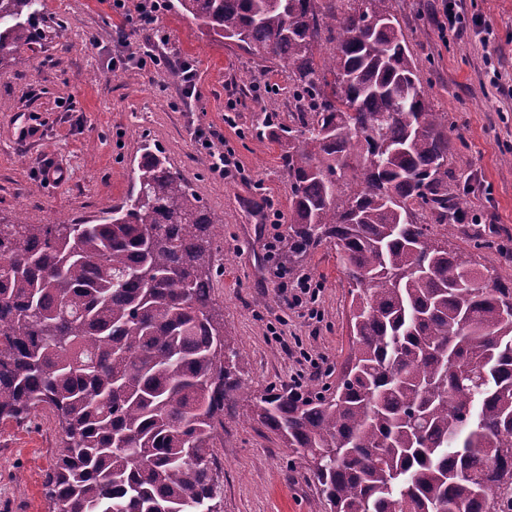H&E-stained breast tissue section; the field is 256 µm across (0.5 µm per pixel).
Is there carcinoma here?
<instances>
[{"mask_svg": "<svg viewBox=\"0 0 512 512\" xmlns=\"http://www.w3.org/2000/svg\"><path fill=\"white\" fill-rule=\"evenodd\" d=\"M40 0H0V65L46 40ZM176 0L285 68L299 139L293 272L323 243L349 280L352 347L334 387L267 392L254 419L330 512H512V288L448 247L453 128L389 0ZM334 43L316 56L321 31ZM121 205L82 224H0V420L61 430L51 512H220L214 448L242 353L212 296L222 222L159 150ZM431 211L437 229L418 221Z\"/></svg>", "mask_w": 512, "mask_h": 512, "instance_id": "carcinoma-1", "label": "carcinoma"}]
</instances>
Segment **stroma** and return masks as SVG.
<instances>
[{
  "label": "stroma",
  "instance_id": "obj_1",
  "mask_svg": "<svg viewBox=\"0 0 512 512\" xmlns=\"http://www.w3.org/2000/svg\"><path fill=\"white\" fill-rule=\"evenodd\" d=\"M41 2L46 21L63 27L0 66V224L103 216L130 192L143 145L162 150L224 222L213 296L250 387L225 406L215 450L224 512H327L315 484L289 467L291 450L250 413L253 396L291 389L303 354L326 356L338 373L350 350L349 285L333 245L317 247L288 276L292 286L302 275L320 284L319 319L288 307L269 278L286 245L290 185L281 163L288 139L274 137L263 119L292 111L287 73L263 71L250 55L165 11L159 25L169 51L197 70L198 99L188 107L170 70L144 71L131 60L151 36L133 34L129 46L119 45L124 19L112 0ZM445 2L389 0V7L435 110L455 124L448 185L466 190L469 214L481 218L461 224L452 244L478 252L491 276L512 283V0H455L465 18L455 31L441 26ZM230 106L232 126L224 121ZM23 127L30 134L22 140ZM198 127L223 133L249 183L211 174L193 138ZM50 163L63 167L61 183L42 179ZM480 226L496 228V247L474 250ZM59 451L58 430L45 416L0 422V512H50L44 481Z\"/></svg>",
  "mask_w": 512,
  "mask_h": 512
}]
</instances>
